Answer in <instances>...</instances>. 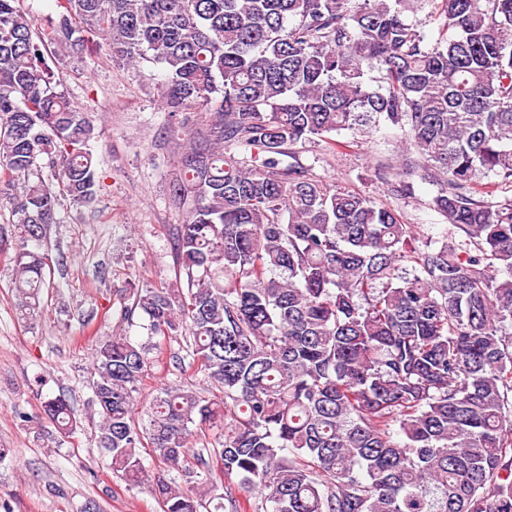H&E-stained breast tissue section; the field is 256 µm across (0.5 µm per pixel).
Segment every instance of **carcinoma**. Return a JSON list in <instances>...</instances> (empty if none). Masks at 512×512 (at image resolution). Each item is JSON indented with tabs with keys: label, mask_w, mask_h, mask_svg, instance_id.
Returning <instances> with one entry per match:
<instances>
[{
	"label": "carcinoma",
	"mask_w": 512,
	"mask_h": 512,
	"mask_svg": "<svg viewBox=\"0 0 512 512\" xmlns=\"http://www.w3.org/2000/svg\"><path fill=\"white\" fill-rule=\"evenodd\" d=\"M409 2L55 0L41 29L23 0H0V244L15 245L21 316L52 287L60 200L86 204L100 182L64 62L151 63L163 108L206 118L170 129L185 287L125 288L118 320L184 336L223 396L168 384L141 425L156 345L91 341L97 448L129 487L152 484L162 512H512V199L489 200L512 183V0H420L434 39ZM381 120L405 150L378 176L400 197L408 168L437 186L450 239L420 242L395 210L295 161L300 144L340 153L342 132ZM41 408L57 433L76 429L64 396ZM216 460L261 505L220 493Z\"/></svg>",
	"instance_id": "cac0c4a2"
}]
</instances>
